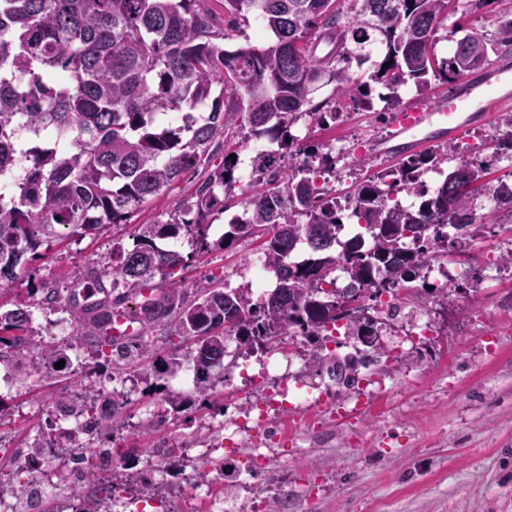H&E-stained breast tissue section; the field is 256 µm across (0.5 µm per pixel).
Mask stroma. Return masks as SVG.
<instances>
[{
    "label": "stroma",
    "mask_w": 512,
    "mask_h": 512,
    "mask_svg": "<svg viewBox=\"0 0 512 512\" xmlns=\"http://www.w3.org/2000/svg\"><path fill=\"white\" fill-rule=\"evenodd\" d=\"M502 10L500 0L478 10L468 0H456L435 35L438 55H447L457 26L494 33ZM336 109L337 121L320 127L303 119L292 132L312 150L342 141L329 185L343 198L399 157L387 149L394 112L381 117L346 98L337 100ZM498 123L494 114L459 137L442 135L437 142L452 144L460 157L485 158L492 154ZM205 177L204 167L193 168L174 189L138 208L128 223L39 249L20 280L0 292V306L34 305L30 290L46 282L74 287L110 264L113 250L129 246L138 225L166 221ZM258 248L253 238L203 255L183 245L188 266L177 286L191 298L216 276L247 293L245 268ZM450 250L449 267L466 271L462 289L445 297L425 292L415 301L432 315L433 336L417 351L383 359L372 385L342 391L340 413L321 407L282 412L284 431L265 456L239 451L240 466L259 476L247 484L225 483L232 512H512V268L500 263L512 250V224L476 228L465 244ZM111 378V365L88 352L58 370L42 367L33 377L18 370L15 389L0 397V491L18 487L8 468L13 449L56 435L54 399L75 382L93 386L104 404L122 406L116 430L105 441L111 458L87 459L85 477L73 484L83 497L93 492L95 475L111 473L122 460L135 463L145 449L166 443L183 446L179 464L193 472L194 436L244 385L234 378L219 388L216 404L194 405L171 415L160 430L137 435L133 429L143 406L161 404L168 392L167 376L130 373L124 395L107 389Z\"/></svg>",
    "instance_id": "35a3bbf8"
}]
</instances>
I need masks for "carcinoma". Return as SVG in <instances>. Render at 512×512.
I'll return each mask as SVG.
<instances>
[{
	"instance_id": "1",
	"label": "carcinoma",
	"mask_w": 512,
	"mask_h": 512,
	"mask_svg": "<svg viewBox=\"0 0 512 512\" xmlns=\"http://www.w3.org/2000/svg\"><path fill=\"white\" fill-rule=\"evenodd\" d=\"M352 14L336 0H224V13L248 20L262 18L274 36L264 48L224 49V29L211 0H0V177L16 164L13 144L19 130L25 172L0 195V291L23 273V257L62 238L63 231L85 236L101 227L123 224L129 214L177 183L208 153L228 125L249 126L255 141L278 150L254 156L244 217L231 223L224 247L242 237L261 241L259 251L278 279L277 287L254 304L224 288L220 278L187 301L178 288L143 295L157 276L173 277L185 266L178 250L158 242L188 237L196 253L212 250L208 240L215 212L228 206L238 179L231 153L211 170L166 223L144 224L132 247L112 255V263L88 276L87 284L109 289L105 298L80 308L59 286H41L39 305L69 314L70 346L91 344L92 354L107 358L113 374L145 366L140 337L166 327L176 338L195 340V395L170 391L165 403L180 412L191 403L211 402L224 383V343L233 336L253 350L296 331L313 336L339 320L347 335L371 336L377 321L362 304L371 288L399 303L418 289L408 287L448 241L465 236L477 200L495 201L481 224L512 223V182L485 180L489 164L461 159L431 191L422 180L427 170L441 171L452 145L413 153L398 166L357 185L349 196L352 216L368 230L371 244L342 240L341 204L320 185L335 171L332 154H306L289 170L281 160L298 147L291 127L307 116L325 117V99L314 95L332 87L331 98L348 97L358 107L373 106L370 82L388 90L382 101L391 110L400 86L423 85L433 76L447 83L485 65L489 54L512 52V11H504L493 37L463 28L451 53L438 57L434 37L448 17L451 0H349ZM325 41L333 50L319 57ZM384 47L382 62L364 81L345 63L371 59L370 44ZM235 97H212L215 86ZM167 112H180L179 126L158 124ZM502 134L492 139L494 154H512V112L499 117ZM418 199L417 208L390 203L394 192ZM416 247L404 251L406 240ZM305 241L313 256L290 263ZM351 286L335 288L337 263ZM141 297L137 310L120 309ZM40 331L29 310L0 311V361L24 364L31 356L50 362L65 348L36 340ZM98 393L82 386L55 399L60 412L87 420L89 436L78 437L87 457L110 423L101 417Z\"/></svg>"
}]
</instances>
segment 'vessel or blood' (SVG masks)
<instances>
[{
    "mask_svg": "<svg viewBox=\"0 0 512 512\" xmlns=\"http://www.w3.org/2000/svg\"><path fill=\"white\" fill-rule=\"evenodd\" d=\"M483 84L481 78H466L462 80L460 90L448 99L396 113L392 139L416 146L430 141L438 132L453 136L464 131L470 114L486 116L497 108L495 95L483 91Z\"/></svg>",
    "mask_w": 512,
    "mask_h": 512,
    "instance_id": "b4317fda",
    "label": "vessel or blood"
}]
</instances>
